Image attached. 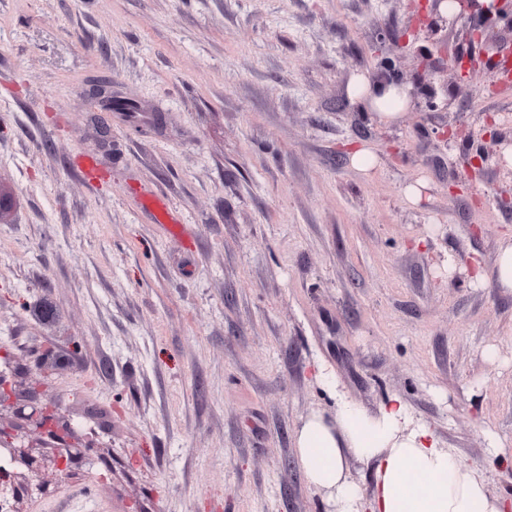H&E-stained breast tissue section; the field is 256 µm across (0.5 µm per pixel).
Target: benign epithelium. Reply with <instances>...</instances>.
<instances>
[{
	"label": "benign epithelium",
	"instance_id": "1",
	"mask_svg": "<svg viewBox=\"0 0 512 512\" xmlns=\"http://www.w3.org/2000/svg\"><path fill=\"white\" fill-rule=\"evenodd\" d=\"M480 11L483 23L469 29L466 41L481 44L496 24H512V0H464L462 10ZM489 155L478 148L465 157L467 177L482 174ZM18 369L0 364V512H23L24 501L43 493L44 476L67 478L105 457L92 442L80 443L75 426L58 408L38 399L34 388L18 383Z\"/></svg>",
	"mask_w": 512,
	"mask_h": 512
}]
</instances>
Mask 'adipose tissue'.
I'll return each mask as SVG.
<instances>
[{
  "mask_svg": "<svg viewBox=\"0 0 512 512\" xmlns=\"http://www.w3.org/2000/svg\"><path fill=\"white\" fill-rule=\"evenodd\" d=\"M351 92L383 122L395 121L411 99L405 85L373 83L361 75ZM318 381L336 411L303 420L294 446L309 483L335 503L336 512H512V498L492 492L481 469L443 447L404 399L387 397L369 413L339 395L332 375L319 373ZM351 457L370 468L371 490L351 479Z\"/></svg>",
  "mask_w": 512,
  "mask_h": 512,
  "instance_id": "ef3b65f1",
  "label": "adipose tissue"
}]
</instances>
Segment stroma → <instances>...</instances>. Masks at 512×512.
<instances>
[{"label":"stroma","instance_id":"obj_1","mask_svg":"<svg viewBox=\"0 0 512 512\" xmlns=\"http://www.w3.org/2000/svg\"><path fill=\"white\" fill-rule=\"evenodd\" d=\"M420 4L0 0V354L37 380L54 347L47 399L111 452L24 512H336L293 442L335 410L320 369L512 491L485 441L512 448V290L470 278L512 237V146L486 132H512V86L458 80L470 18L418 30ZM385 57L413 91L390 123L350 95ZM97 82L132 106L106 142ZM475 145L488 168L449 194Z\"/></svg>","mask_w":512,"mask_h":512}]
</instances>
